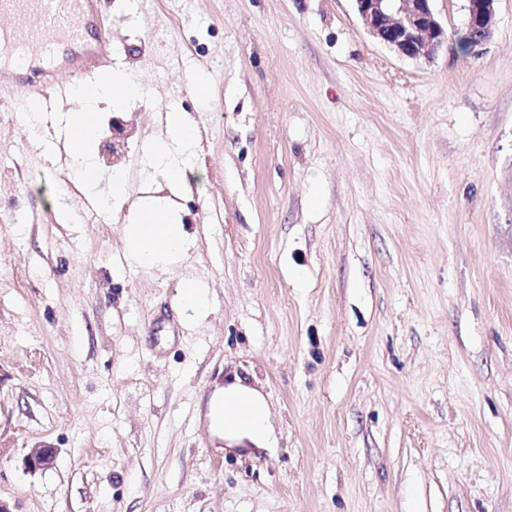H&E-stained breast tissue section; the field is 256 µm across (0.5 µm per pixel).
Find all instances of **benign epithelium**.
Instances as JSON below:
<instances>
[{"mask_svg": "<svg viewBox=\"0 0 512 512\" xmlns=\"http://www.w3.org/2000/svg\"><path fill=\"white\" fill-rule=\"evenodd\" d=\"M358 16L367 33L378 43L398 55L418 60L430 58L448 40L440 24L433 0H354ZM467 20L465 37L470 45L487 40L496 23L497 0H466ZM54 461V450L35 448L29 463L48 467Z\"/></svg>", "mask_w": 512, "mask_h": 512, "instance_id": "obj_1", "label": "benign epithelium"}]
</instances>
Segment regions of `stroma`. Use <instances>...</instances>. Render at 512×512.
Listing matches in <instances>:
<instances>
[{"label":"stroma","mask_w":512,"mask_h":512,"mask_svg":"<svg viewBox=\"0 0 512 512\" xmlns=\"http://www.w3.org/2000/svg\"><path fill=\"white\" fill-rule=\"evenodd\" d=\"M465 6L434 0L448 44L409 60L353 0H96L145 88L93 147L120 202L8 121L40 88L0 79L11 512H512V0L463 50ZM172 106L199 134L178 187L145 166ZM146 193L196 240L177 265L126 258ZM237 376L271 450L209 428ZM39 446L52 467L28 465ZM206 293L197 282H186L180 293L182 306L187 310L203 313L206 310Z\"/></svg>","instance_id":"35a3bbf8"}]
</instances>
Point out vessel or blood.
<instances>
[{
  "label": "vessel or blood",
  "instance_id": "1",
  "mask_svg": "<svg viewBox=\"0 0 512 512\" xmlns=\"http://www.w3.org/2000/svg\"><path fill=\"white\" fill-rule=\"evenodd\" d=\"M92 8V0H0V57L19 67L57 43L79 41L86 28L99 32L96 43L75 53L68 67L45 72L44 91L32 100L40 109H47L56 89L84 84L87 72L108 56L112 33Z\"/></svg>",
  "mask_w": 512,
  "mask_h": 512
}]
</instances>
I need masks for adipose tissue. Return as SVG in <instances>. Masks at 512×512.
<instances>
[{"instance_id": "obj_1", "label": "adipose tissue", "mask_w": 512, "mask_h": 512, "mask_svg": "<svg viewBox=\"0 0 512 512\" xmlns=\"http://www.w3.org/2000/svg\"><path fill=\"white\" fill-rule=\"evenodd\" d=\"M141 87L134 77L123 70H113L104 81L71 93L77 110L59 112L58 123L64 134L79 133L78 146L66 147L74 177L85 184H96L100 172L94 162L92 145L99 127V105L103 102L122 103L139 98ZM198 144L195 126L178 110L167 115L166 130L148 145L147 165L173 185L185 182L193 172ZM126 256L138 266H168L179 260L195 240L180 222L173 201L141 198L125 227ZM211 430L224 440H246L264 449L269 445V411L265 398L254 388L236 380L217 388L208 401Z\"/></svg>"}]
</instances>
